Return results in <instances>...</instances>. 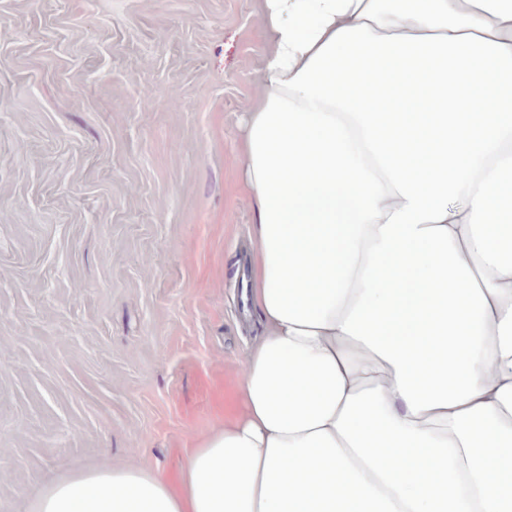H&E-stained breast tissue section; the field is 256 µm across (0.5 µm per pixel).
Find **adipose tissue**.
I'll return each instance as SVG.
<instances>
[{"mask_svg":"<svg viewBox=\"0 0 512 512\" xmlns=\"http://www.w3.org/2000/svg\"><path fill=\"white\" fill-rule=\"evenodd\" d=\"M243 413L25 512H512V0H261Z\"/></svg>","mask_w":512,"mask_h":512,"instance_id":"obj_1","label":"adipose tissue"}]
</instances>
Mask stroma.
<instances>
[{
  "instance_id": "obj_1",
  "label": "stroma",
  "mask_w": 512,
  "mask_h": 512,
  "mask_svg": "<svg viewBox=\"0 0 512 512\" xmlns=\"http://www.w3.org/2000/svg\"><path fill=\"white\" fill-rule=\"evenodd\" d=\"M259 5L0 0V512L55 467L176 479L236 416Z\"/></svg>"
}]
</instances>
